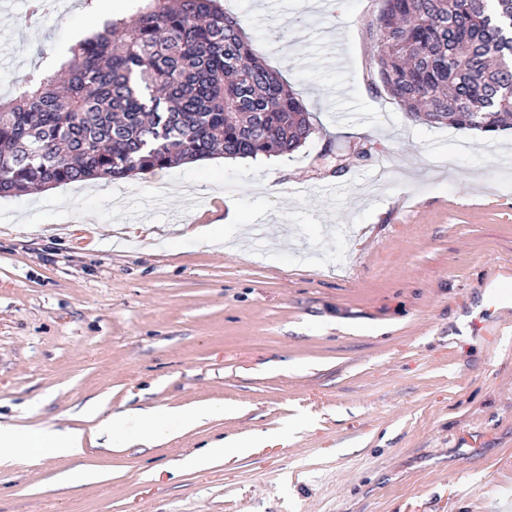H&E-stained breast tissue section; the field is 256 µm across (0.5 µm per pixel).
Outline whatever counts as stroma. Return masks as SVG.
<instances>
[{"label": "stroma", "mask_w": 512, "mask_h": 512, "mask_svg": "<svg viewBox=\"0 0 512 512\" xmlns=\"http://www.w3.org/2000/svg\"><path fill=\"white\" fill-rule=\"evenodd\" d=\"M220 4L314 134L289 156L0 196V422L227 411L140 453L0 466V512H512V131L415 122L372 84L382 0ZM136 9L66 0L20 28L0 0V84L59 68L87 13ZM270 17L302 25L285 44ZM218 222L220 245L182 229ZM252 441L243 440L238 442L224 443L220 442L205 448L202 451L195 452L187 457V463L197 469L203 470L212 467L218 461H224L225 457L240 456L248 453L252 447Z\"/></svg>", "instance_id": "1"}]
</instances>
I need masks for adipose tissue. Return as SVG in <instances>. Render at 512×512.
Instances as JSON below:
<instances>
[{
	"label": "adipose tissue",
	"mask_w": 512,
	"mask_h": 512,
	"mask_svg": "<svg viewBox=\"0 0 512 512\" xmlns=\"http://www.w3.org/2000/svg\"><path fill=\"white\" fill-rule=\"evenodd\" d=\"M101 440L104 448L127 450L150 447L170 440L166 414L155 409L113 413L102 418L91 432L70 427L37 429L0 424V466L26 464L43 459H74L83 456L88 437Z\"/></svg>",
	"instance_id": "adipose-tissue-1"
}]
</instances>
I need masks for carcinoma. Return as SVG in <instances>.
Segmentation results:
<instances>
[{"instance_id":"obj_1","label":"carcinoma","mask_w":512,"mask_h":512,"mask_svg":"<svg viewBox=\"0 0 512 512\" xmlns=\"http://www.w3.org/2000/svg\"><path fill=\"white\" fill-rule=\"evenodd\" d=\"M140 2L0 100V196L285 156L311 137L310 113L217 0ZM511 29L512 0H383L374 82L425 124L510 129Z\"/></svg>"}]
</instances>
